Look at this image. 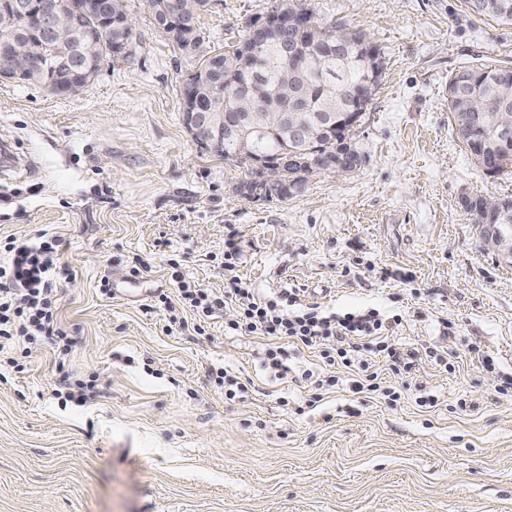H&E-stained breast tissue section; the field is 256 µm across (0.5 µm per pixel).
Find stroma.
Returning <instances> with one entry per match:
<instances>
[{
    "instance_id": "35a3bbf8",
    "label": "stroma",
    "mask_w": 512,
    "mask_h": 512,
    "mask_svg": "<svg viewBox=\"0 0 512 512\" xmlns=\"http://www.w3.org/2000/svg\"><path fill=\"white\" fill-rule=\"evenodd\" d=\"M273 0H209L184 51L127 0L132 53L58 96L0 78V236L66 240L59 320L76 347L0 368V512H512V266L484 250L462 199L512 197L454 136L448 78L512 64V24L465 0H313L384 52L349 174L307 175L287 198L238 190L245 168L199 149L182 82ZM256 292L400 315L411 373L372 352L389 395L318 348H289L277 380L257 338L169 324L172 271L224 289V237ZM112 291L104 293L102 280ZM225 369L246 390L227 398ZM98 394L61 404L62 376Z\"/></svg>"
}]
</instances>
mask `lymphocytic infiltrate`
<instances>
[{
    "mask_svg": "<svg viewBox=\"0 0 512 512\" xmlns=\"http://www.w3.org/2000/svg\"><path fill=\"white\" fill-rule=\"evenodd\" d=\"M63 241L41 229L18 239L6 237L0 243V352L20 351L29 357L32 347L47 342L58 358L67 357L74 345L58 322L59 297L56 276L60 270ZM240 246L234 234L224 240L223 293H213L175 275L176 294H160L165 308L179 305L200 320L211 319L227 304H234L238 316L230 330L266 339L264 368L279 379H287L291 368L283 340L307 347L318 346L327 365L351 366L360 340H368L372 350L384 354L393 370L411 371L415 354L394 347L389 337L400 325L399 316L382 317L377 310L325 312L316 305L302 304L299 295L275 292L261 295L249 288L236 273ZM20 358H7L10 368H18Z\"/></svg>",
    "mask_w": 512,
    "mask_h": 512,
    "instance_id": "f902f5d3",
    "label": "lymphocytic infiltrate"
}]
</instances>
